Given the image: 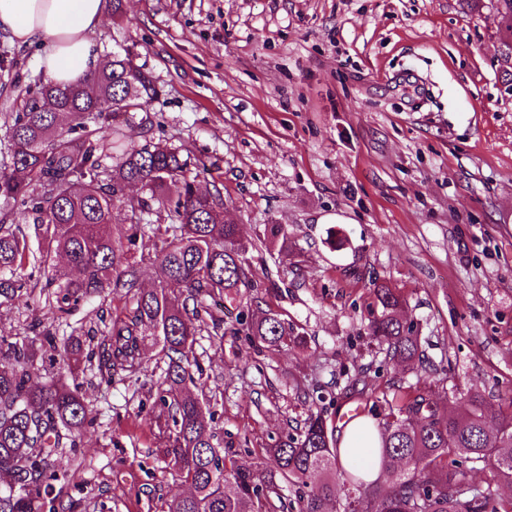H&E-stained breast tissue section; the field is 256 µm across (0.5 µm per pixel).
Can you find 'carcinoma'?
Wrapping results in <instances>:
<instances>
[{"label":"carcinoma","mask_w":512,"mask_h":512,"mask_svg":"<svg viewBox=\"0 0 512 512\" xmlns=\"http://www.w3.org/2000/svg\"><path fill=\"white\" fill-rule=\"evenodd\" d=\"M489 11L501 59L512 58V0H463ZM125 51L90 78L91 88L61 87L42 80L29 86L9 126L12 165L0 169V299L9 302L35 288L62 314L105 291L123 307L101 333L98 370L108 382L118 371L135 375L142 364L141 341L152 336L167 358L149 425L163 449L190 480L193 491L174 499L168 512H336V429L324 403L333 394L315 386L296 391L315 406L303 426L275 440V468L260 463L226 466L216 448L210 400L189 391L190 361L197 337L224 329V300L255 287L246 253L285 252L286 224H267L257 241L245 243L238 225L224 220L220 188L203 192L197 175L207 165L185 149L163 142L126 145V116L147 112L157 95L152 75ZM112 127H99L104 115ZM123 121H117V118ZM105 157L112 167L103 165ZM142 188L139 197L126 189ZM125 211L126 234L112 237L114 210ZM32 223L20 236L10 217ZM152 241L148 259L159 263L158 287H140L137 264L127 255ZM33 259L45 281L22 275ZM378 311L368 323L371 338L386 356L408 364L421 361L419 336L400 317L402 296L372 281ZM271 347L307 345L305 332L267 312L240 321L233 334ZM39 348L0 337V475L13 481L0 488V512H40L37 478L57 449L76 445L93 423L78 391L61 380L32 381ZM427 393L384 399L374 457L388 482L368 483L358 469L342 470L351 486L343 512H512V498L472 488L468 473L484 469L512 484V419L493 430L486 425L477 389L453 410L433 394L448 383L444 369L429 370ZM293 497L283 494V488Z\"/></svg>","instance_id":"obj_1"}]
</instances>
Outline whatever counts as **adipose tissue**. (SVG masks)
I'll list each match as a JSON object with an SVG mask.
<instances>
[{"mask_svg":"<svg viewBox=\"0 0 512 512\" xmlns=\"http://www.w3.org/2000/svg\"><path fill=\"white\" fill-rule=\"evenodd\" d=\"M102 20V0H0V33L39 50L37 66L45 81L83 83L98 68L100 55L91 38ZM379 434L373 422L350 421L337 440V459L344 469L357 468L366 481L379 480L373 460Z\"/></svg>","mask_w":512,"mask_h":512,"instance_id":"obj_1","label":"adipose tissue"}]
</instances>
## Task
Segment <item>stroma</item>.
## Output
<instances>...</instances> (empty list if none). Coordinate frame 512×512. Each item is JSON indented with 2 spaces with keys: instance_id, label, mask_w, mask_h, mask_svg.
Here are the masks:
<instances>
[{
  "instance_id": "stroma-1",
  "label": "stroma",
  "mask_w": 512,
  "mask_h": 512,
  "mask_svg": "<svg viewBox=\"0 0 512 512\" xmlns=\"http://www.w3.org/2000/svg\"><path fill=\"white\" fill-rule=\"evenodd\" d=\"M101 57L134 49L158 94L127 142L188 149L224 189L243 239L288 225L286 254L250 252V310L303 327V348L269 350L243 337L200 336L224 457L273 467L267 450L300 425L299 383L341 393L366 365L368 393H347L379 421L376 399L423 375L388 360L367 324L371 278L398 289L426 360L456 392L479 388L496 427L512 411V95L486 13L462 0H124L92 35ZM37 50L0 33V167L8 128L39 79ZM110 295L62 316L43 296L0 305V336L50 331L31 369L37 383L69 380L59 347L100 336ZM138 379L76 378L94 421L58 449L40 484L43 512H166L191 486L161 456L148 422L164 363L152 338Z\"/></svg>"
}]
</instances>
